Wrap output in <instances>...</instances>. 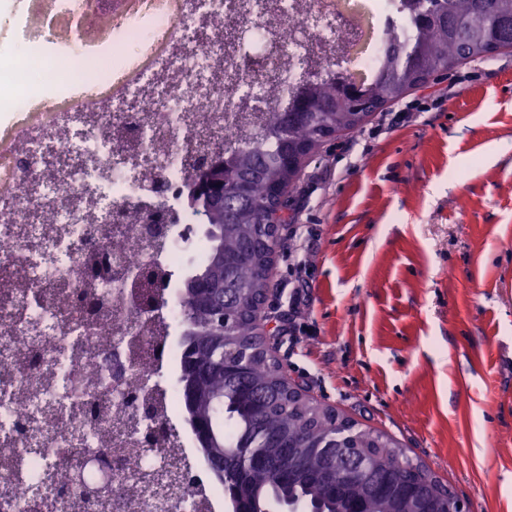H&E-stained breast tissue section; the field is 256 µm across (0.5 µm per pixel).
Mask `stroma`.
Returning a JSON list of instances; mask_svg holds the SVG:
<instances>
[{
  "label": "stroma",
  "instance_id": "obj_1",
  "mask_svg": "<svg viewBox=\"0 0 512 512\" xmlns=\"http://www.w3.org/2000/svg\"><path fill=\"white\" fill-rule=\"evenodd\" d=\"M269 342L467 512H512V50L323 143L288 194Z\"/></svg>",
  "mask_w": 512,
  "mask_h": 512
}]
</instances>
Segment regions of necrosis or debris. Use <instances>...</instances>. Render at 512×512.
Here are the masks:
<instances>
[{"instance_id":"obj_1","label":"necrosis or debris","mask_w":512,"mask_h":512,"mask_svg":"<svg viewBox=\"0 0 512 512\" xmlns=\"http://www.w3.org/2000/svg\"><path fill=\"white\" fill-rule=\"evenodd\" d=\"M0 50L45 40L87 69L74 97L18 98L0 120V512H181L135 479L197 463L175 430L152 446L127 400L171 418L178 357L169 289L143 309L129 273L187 261L185 175L269 137L273 110L327 79L377 76L386 36L411 38L414 0H19ZM281 94L271 100L268 86ZM171 227L142 243L144 218ZM111 456L123 495L87 510L59 475ZM40 463L45 488L26 475Z\"/></svg>"}]
</instances>
